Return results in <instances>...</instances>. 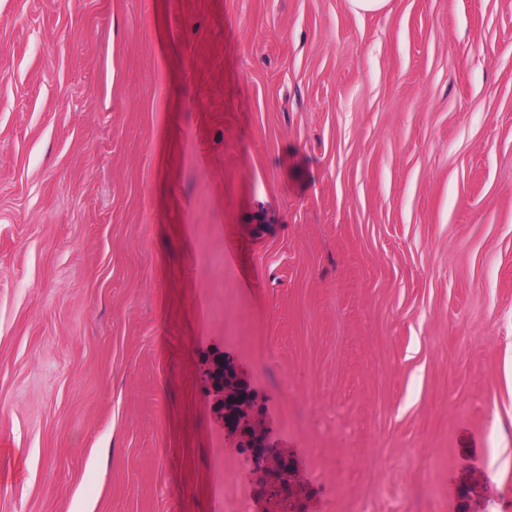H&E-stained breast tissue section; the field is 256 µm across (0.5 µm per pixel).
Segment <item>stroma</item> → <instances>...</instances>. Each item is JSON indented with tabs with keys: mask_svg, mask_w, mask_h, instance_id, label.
<instances>
[{
	"mask_svg": "<svg viewBox=\"0 0 512 512\" xmlns=\"http://www.w3.org/2000/svg\"><path fill=\"white\" fill-rule=\"evenodd\" d=\"M512 512V0H0V512ZM228 370L233 374V371L228 368L227 365L224 363V368L222 362H216L213 364V366L210 368V370L206 373V376L210 382V386L212 389V392L214 394V397L216 399V403L220 409V416L223 418L225 422L231 424L236 421L238 417V409L233 406V403L225 402V410L228 412L224 414V399L228 398V396L232 393H235L233 390L234 387H224V375L222 376V371L224 373ZM221 373V376L219 375ZM240 406V414L243 415V417L240 418V427L246 426L247 424L251 423L254 426V417L252 413L253 409V403L248 397V395L245 398H242V402L239 405ZM259 441L264 448L261 452H253V461L250 462V468L247 472L248 475H253L254 473H263L267 474L270 480V483L273 487L280 490H288L286 496L283 498L284 501L288 504V496L293 495V489L291 483L288 482V485L285 481V475L287 471L283 466L280 465V461L283 458V454L280 451V448H271L267 445L264 438H262L261 429H257L254 437L248 439L250 442L249 447L253 444V442ZM248 447V452H251V448Z\"/></svg>",
	"mask_w": 512,
	"mask_h": 512,
	"instance_id": "1",
	"label": "stroma"
}]
</instances>
